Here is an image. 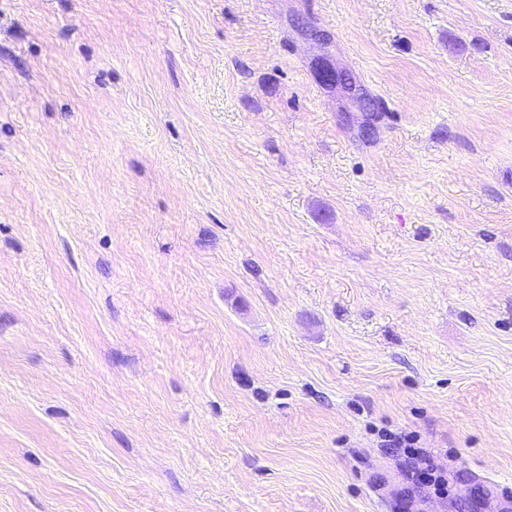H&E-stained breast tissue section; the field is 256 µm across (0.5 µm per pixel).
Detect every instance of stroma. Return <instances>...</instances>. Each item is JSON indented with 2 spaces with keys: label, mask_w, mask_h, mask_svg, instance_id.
Returning a JSON list of instances; mask_svg holds the SVG:
<instances>
[{
  "label": "stroma",
  "mask_w": 512,
  "mask_h": 512,
  "mask_svg": "<svg viewBox=\"0 0 512 512\" xmlns=\"http://www.w3.org/2000/svg\"><path fill=\"white\" fill-rule=\"evenodd\" d=\"M496 486L512 0H0V512H512Z\"/></svg>",
  "instance_id": "1"
}]
</instances>
